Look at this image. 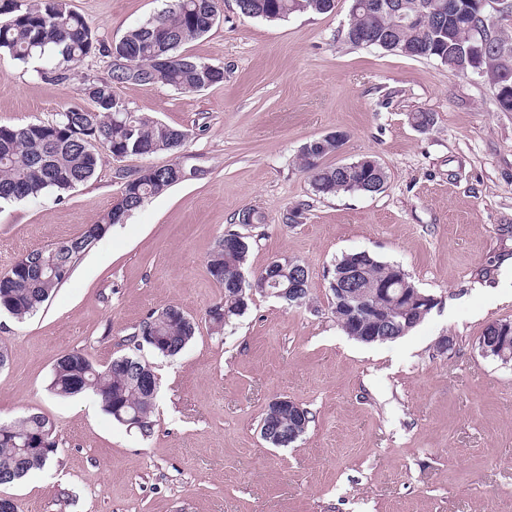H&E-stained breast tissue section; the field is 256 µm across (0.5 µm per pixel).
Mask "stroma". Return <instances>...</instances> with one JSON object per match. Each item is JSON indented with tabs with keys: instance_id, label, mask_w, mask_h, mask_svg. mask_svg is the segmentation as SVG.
<instances>
[{
	"instance_id": "stroma-1",
	"label": "stroma",
	"mask_w": 512,
	"mask_h": 512,
	"mask_svg": "<svg viewBox=\"0 0 512 512\" xmlns=\"http://www.w3.org/2000/svg\"><path fill=\"white\" fill-rule=\"evenodd\" d=\"M70 3L108 42L166 6ZM350 4L266 21L221 0L219 22L182 51L222 67L223 83L114 87L130 111L187 130L179 150L119 164L105 155L64 195L0 204L1 273L99 220L121 173L185 171L112 225L37 314L0 313L10 351L0 424L41 412L58 442L48 468L0 485L20 512H512V363L478 349L489 323L512 322V112L478 75L351 45ZM51 65L0 52V125L48 124L80 104L75 85L44 78ZM418 111L433 114L429 130L412 124ZM336 130L346 143L326 163L374 157L387 172L379 193L314 195L299 150ZM246 208L262 222L237 223ZM230 231L251 241L246 278L275 258L304 264L309 302L253 290L212 334L202 318L221 290L206 257ZM359 251L400 265L435 298L405 336L366 344L337 324L329 281ZM169 305L199 321L189 346L170 358L136 348L139 324ZM72 350L100 364L135 352L154 368L153 436L113 420L93 394L49 392ZM279 396L312 415L285 448L260 434Z\"/></svg>"
}]
</instances>
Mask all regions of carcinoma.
I'll return each mask as SVG.
<instances>
[{"label": "carcinoma", "instance_id": "obj_1", "mask_svg": "<svg viewBox=\"0 0 512 512\" xmlns=\"http://www.w3.org/2000/svg\"><path fill=\"white\" fill-rule=\"evenodd\" d=\"M237 6L249 18L282 20L294 13H331L336 0H237ZM218 8L219 0H169L164 11L119 40L107 43L98 39L82 15L70 8L69 0H31L20 5L15 0H0V12L11 14L9 21L0 22V51L21 63L35 54L49 55L55 64L43 72L45 77L62 84L69 82L83 60L96 53L111 61L109 77L92 81L93 92L81 95L89 106H70L51 124L0 125V201L37 199L49 191L59 196L69 192L95 174L102 150L110 156L118 152L134 156L179 149L188 138L187 131L128 110L112 109L116 97L113 86L163 84L183 92H200L224 82V68L197 61L181 51L185 44L213 29L219 18ZM432 25L429 16L418 28L396 30L389 13H370L364 0H352L345 38L354 46L359 45L355 33L391 38L397 46L384 50L399 54L405 47L419 46L423 57L461 73L470 70L471 65L452 53L448 38L467 41L482 37L487 50L478 60V67L490 88L498 87L503 73H512V32L502 25V16H488L473 6L466 17L448 26V35L442 38L429 33ZM158 59L165 63L156 64ZM334 152L336 142L321 136L305 142L300 149V164L315 194H372L382 190L387 180L385 169L368 171L352 162L323 164L322 159ZM181 171L182 167L171 164L135 177L123 176L121 196L105 216L86 225L80 235L32 251L0 273V312L18 320L36 313L68 281L66 277H49L48 267L61 266L72 274L78 261L118 223V216L129 215L146 199L180 182ZM250 249L246 236L230 250L224 249L221 238L207 257L209 275L224 290L205 312L204 321L216 335L224 333L231 317L248 306V297L236 289ZM397 278L401 279L397 291L411 294L415 284L401 273L399 265L374 258L366 266L362 294L368 296L376 285ZM196 329L195 319L180 307L169 305L150 314L133 339L159 355L175 356L190 344ZM145 376L157 380L151 366L135 354H122L106 364H97L85 353L73 350L57 361L48 388L59 396L91 392L115 421L122 416L137 417L139 433L149 438L154 433L156 395L142 386ZM261 421L270 423L281 440L287 439L288 431L297 424L296 416L286 407L275 416L265 410ZM281 440L272 439L270 444L279 448ZM57 448L54 422L41 412L24 415L0 429V485L44 469L53 462Z\"/></svg>", "mask_w": 512, "mask_h": 512}]
</instances>
